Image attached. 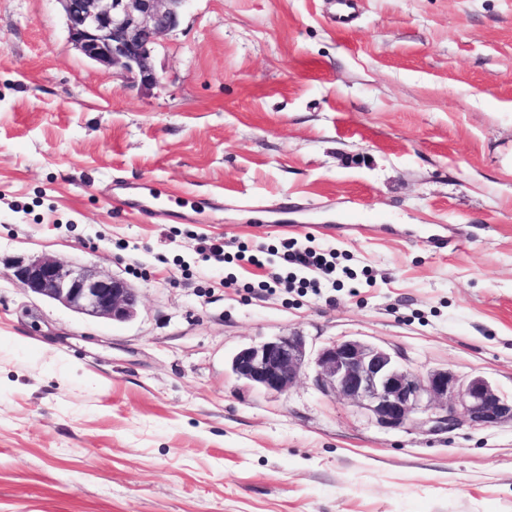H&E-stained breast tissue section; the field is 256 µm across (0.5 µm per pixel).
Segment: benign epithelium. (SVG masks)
<instances>
[{
  "mask_svg": "<svg viewBox=\"0 0 512 512\" xmlns=\"http://www.w3.org/2000/svg\"><path fill=\"white\" fill-rule=\"evenodd\" d=\"M68 38L88 61L133 77L141 86L158 82L152 64L158 39L174 29L191 0H58ZM28 292L77 313L116 322L133 319L139 294L112 275L46 258L12 266ZM314 363V383L325 394L350 400L391 429H453L466 418L481 427L512 421V400L483 376L466 382L448 369L420 373L398 364L385 349L357 339L334 341L309 358L304 337L275 336L239 350L231 371L266 393L282 394L305 362Z\"/></svg>",
  "mask_w": 512,
  "mask_h": 512,
  "instance_id": "benign-epithelium-1",
  "label": "benign epithelium"
}]
</instances>
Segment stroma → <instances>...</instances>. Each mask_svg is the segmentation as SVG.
Masks as SVG:
<instances>
[{
	"mask_svg": "<svg viewBox=\"0 0 512 512\" xmlns=\"http://www.w3.org/2000/svg\"><path fill=\"white\" fill-rule=\"evenodd\" d=\"M153 63L113 78L57 0H0V512H512L511 422L394 430L311 367L281 395L230 368L297 332L512 396V0H360L345 29L323 0H191ZM146 179L188 203H113ZM292 238L355 280L243 293L267 271L240 247ZM39 257L124 278L136 316L26 292Z\"/></svg>",
	"mask_w": 512,
	"mask_h": 512,
	"instance_id": "1",
	"label": "stroma"
}]
</instances>
